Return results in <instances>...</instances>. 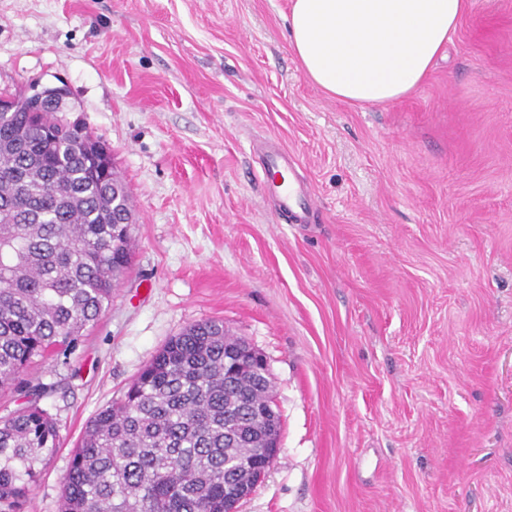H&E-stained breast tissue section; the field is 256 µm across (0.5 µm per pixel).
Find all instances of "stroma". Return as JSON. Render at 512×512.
Wrapping results in <instances>:
<instances>
[{
  "label": "stroma",
  "instance_id": "obj_1",
  "mask_svg": "<svg viewBox=\"0 0 512 512\" xmlns=\"http://www.w3.org/2000/svg\"><path fill=\"white\" fill-rule=\"evenodd\" d=\"M290 0H0V93L66 87L112 150L133 260L95 328L26 379L60 446L186 327L267 361L280 451L239 512H512V0H465L407 97L350 106L288 44ZM295 154L287 224L253 142Z\"/></svg>",
  "mask_w": 512,
  "mask_h": 512
}]
</instances>
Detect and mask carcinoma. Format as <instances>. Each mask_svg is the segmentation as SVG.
<instances>
[{
  "mask_svg": "<svg viewBox=\"0 0 512 512\" xmlns=\"http://www.w3.org/2000/svg\"><path fill=\"white\" fill-rule=\"evenodd\" d=\"M59 106L33 96L0 112V390L26 401L0 417V512H27L33 487L59 447L42 387L21 375L36 357L69 348L92 327L131 263V237L113 233L133 212L112 196ZM224 322L171 338L124 394L87 424L63 475L61 512H224L230 487L262 457L253 406L271 382L224 379L235 351Z\"/></svg>",
  "mask_w": 512,
  "mask_h": 512,
  "instance_id": "1",
  "label": "carcinoma"
}]
</instances>
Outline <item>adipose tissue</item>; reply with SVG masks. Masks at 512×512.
I'll list each match as a JSON object with an SVG mask.
<instances>
[{
	"label": "adipose tissue",
	"instance_id": "ef3b65f1",
	"mask_svg": "<svg viewBox=\"0 0 512 512\" xmlns=\"http://www.w3.org/2000/svg\"><path fill=\"white\" fill-rule=\"evenodd\" d=\"M463 0H290L289 46L312 83L352 105L406 96L455 32Z\"/></svg>",
	"mask_w": 512,
	"mask_h": 512
}]
</instances>
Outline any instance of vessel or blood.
Wrapping results in <instances>:
<instances>
[{
    "label": "vessel or blood",
    "instance_id": "b4317fda",
    "mask_svg": "<svg viewBox=\"0 0 512 512\" xmlns=\"http://www.w3.org/2000/svg\"><path fill=\"white\" fill-rule=\"evenodd\" d=\"M297 159L277 144H266L260 156V180L266 199L293 222H312L317 212L309 187L294 175Z\"/></svg>",
    "mask_w": 512,
    "mask_h": 512
}]
</instances>
